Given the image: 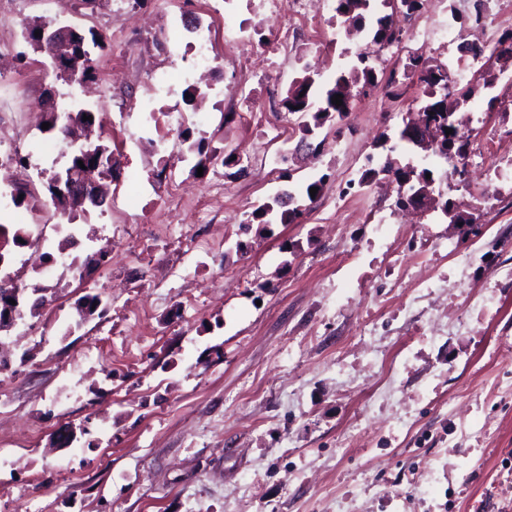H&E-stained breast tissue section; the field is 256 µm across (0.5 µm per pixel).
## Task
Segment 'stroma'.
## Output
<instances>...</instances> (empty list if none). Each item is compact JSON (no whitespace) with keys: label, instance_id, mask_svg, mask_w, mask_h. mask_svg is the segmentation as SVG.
I'll use <instances>...</instances> for the list:
<instances>
[{"label":"stroma","instance_id":"obj_1","mask_svg":"<svg viewBox=\"0 0 512 512\" xmlns=\"http://www.w3.org/2000/svg\"><path fill=\"white\" fill-rule=\"evenodd\" d=\"M224 0H0V113L29 124L26 152L41 171L29 193L47 198L44 177L64 170L68 149L42 152L58 134L42 128L46 93L66 84L51 59L25 41L47 21L102 42L94 72L72 92L95 112L93 143L116 164L109 203L76 218L96 228L104 264L89 267L102 303L81 328L84 291L46 265L54 287L0 374V512H512V194L477 205L450 193L470 223L458 226L426 202L404 224H364L361 208L394 213L388 196L343 199L336 186L367 154L398 165L424 151L380 149L398 138L392 119L353 104L356 132L316 161H294L291 184L329 180L300 222L251 223L253 201L283 179L274 123L302 61L320 57L319 89L342 71L329 41L295 36L272 69L252 52L247 73L224 43ZM215 58L201 68L196 43ZM173 72L163 89L153 75ZM272 82L263 129L242 125L256 85ZM201 88L202 97L186 100ZM179 117L218 159L196 172L178 132L160 151L142 147L151 113ZM235 154L256 169L240 176ZM209 201L201 223L170 206ZM143 194L147 206L131 210ZM148 249L153 262L129 257ZM470 255L462 263L460 255ZM82 370L65 377L67 364ZM76 427L69 447L60 431Z\"/></svg>","mask_w":512,"mask_h":512}]
</instances>
